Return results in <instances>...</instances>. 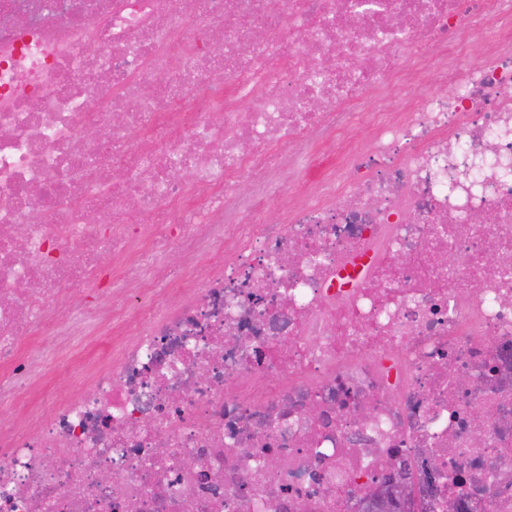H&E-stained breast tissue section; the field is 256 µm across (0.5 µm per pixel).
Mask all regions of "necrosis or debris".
Here are the masks:
<instances>
[{"instance_id":"1","label":"necrosis or debris","mask_w":512,"mask_h":512,"mask_svg":"<svg viewBox=\"0 0 512 512\" xmlns=\"http://www.w3.org/2000/svg\"><path fill=\"white\" fill-rule=\"evenodd\" d=\"M105 325L0 512H512V0H0V405ZM112 348V329L106 327L101 332L100 336H95L93 342L88 345H81L78 347V352L81 354L82 361L86 363L87 367L91 363L101 360Z\"/></svg>"}]
</instances>
